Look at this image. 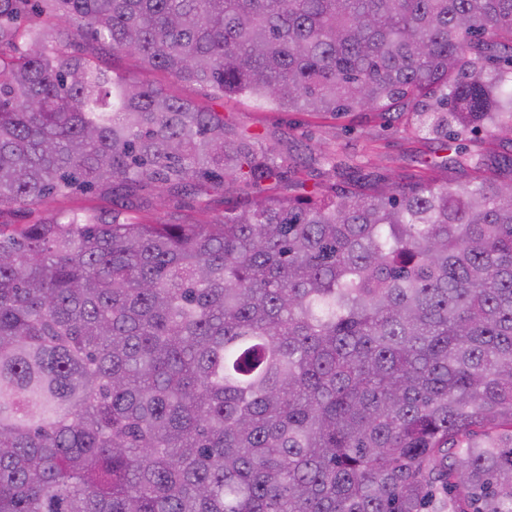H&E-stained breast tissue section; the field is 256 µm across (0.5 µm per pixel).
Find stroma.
I'll use <instances>...</instances> for the list:
<instances>
[{
  "label": "stroma",
  "instance_id": "obj_1",
  "mask_svg": "<svg viewBox=\"0 0 512 512\" xmlns=\"http://www.w3.org/2000/svg\"><path fill=\"white\" fill-rule=\"evenodd\" d=\"M229 126H247L288 156L308 183L349 181L354 173L367 183L411 180L426 174L427 160L439 156L437 141L407 130V116L348 112L321 116L308 112L258 109L245 100L224 103ZM336 158L335 167L319 162L321 153Z\"/></svg>",
  "mask_w": 512,
  "mask_h": 512
}]
</instances>
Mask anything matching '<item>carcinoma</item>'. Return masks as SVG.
<instances>
[{
	"label": "carcinoma",
	"instance_id": "cac0c4a2",
	"mask_svg": "<svg viewBox=\"0 0 512 512\" xmlns=\"http://www.w3.org/2000/svg\"><path fill=\"white\" fill-rule=\"evenodd\" d=\"M209 101L407 112L463 185L288 181ZM512 0H0V512H512ZM131 215L155 198L250 200ZM509 137L510 136H506L503 140L495 138L489 141L484 132L479 131L477 133L467 134L463 143H465L468 149L473 153H479L487 148H491L499 153V155L508 156L512 155V143L509 142ZM79 206H107V201L98 192L82 193L77 192L69 196L58 197L52 204V212L66 211ZM46 215L47 213L44 211H33L13 207L2 211L0 222L1 224H12V226H18L20 224H35Z\"/></svg>",
	"mask_w": 512,
	"mask_h": 512
}]
</instances>
